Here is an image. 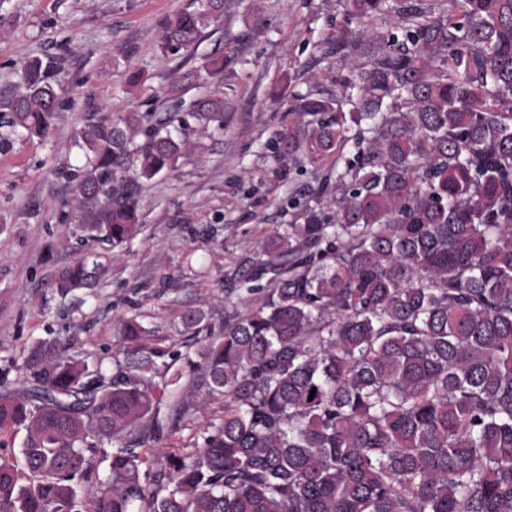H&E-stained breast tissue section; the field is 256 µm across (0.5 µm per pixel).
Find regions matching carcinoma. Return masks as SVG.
Returning a JSON list of instances; mask_svg holds the SVG:
<instances>
[{"instance_id":"1","label":"carcinoma","mask_w":512,"mask_h":512,"mask_svg":"<svg viewBox=\"0 0 512 512\" xmlns=\"http://www.w3.org/2000/svg\"><path fill=\"white\" fill-rule=\"evenodd\" d=\"M344 2L341 93L295 96L274 141L313 166L343 163L336 195L312 196L264 241L249 281L269 292L198 351L224 395L220 427L153 484L127 438L166 394L155 351L127 352L107 377L40 340L25 387L0 376V437L25 432L0 455V512H512V0ZM391 7L402 36L364 47ZM223 9L193 0L160 48L191 46ZM225 65L174 77L172 106ZM61 70L27 65L4 101L12 126L49 133ZM191 113L224 127L222 92ZM178 121L151 107L76 131L81 236L115 248L138 234L144 183L189 148ZM98 277L79 260L52 286L66 296ZM146 333L124 323L132 343ZM104 444L108 476L94 482Z\"/></svg>"}]
</instances>
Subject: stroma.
Here are the masks:
<instances>
[{
    "label": "stroma",
    "instance_id": "obj_1",
    "mask_svg": "<svg viewBox=\"0 0 512 512\" xmlns=\"http://www.w3.org/2000/svg\"><path fill=\"white\" fill-rule=\"evenodd\" d=\"M188 2L0 0V98L31 59H66L46 137L0 123V372L21 387L28 347L48 338L112 375L126 351L124 322L140 321L148 330L142 344L159 353L153 379L172 391L156 421H143L131 438L137 452L153 455L154 480L166 474L167 455L190 454L224 419L223 396L200 385L198 351L223 334L226 317L262 299L243 283L262 258L261 243L301 211L308 190L336 180L335 159L314 167L303 154H277L273 142L294 95L339 91L341 57L325 40L343 22V0H224L221 20L193 47L162 53L164 23ZM216 53L234 61L214 81L224 93L223 126L187 119L190 147L173 171L145 184L133 240L114 249L80 240L75 175L84 157L73 144L76 129L92 114L163 105L174 72ZM132 69L142 72L141 87L127 85ZM81 258L98 264L96 287L59 295L56 270ZM189 311L201 320L188 331ZM158 423L164 433L156 439Z\"/></svg>",
    "mask_w": 512,
    "mask_h": 512
}]
</instances>
